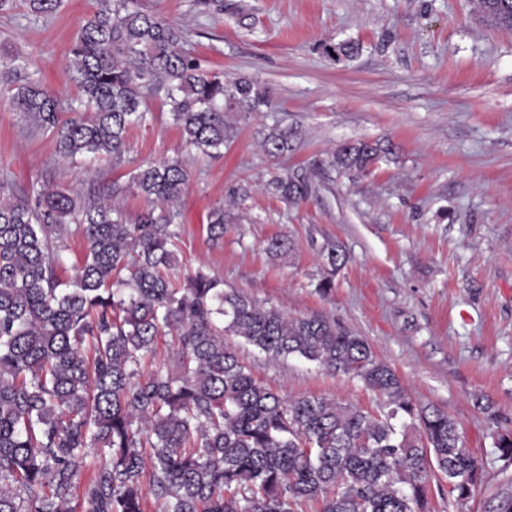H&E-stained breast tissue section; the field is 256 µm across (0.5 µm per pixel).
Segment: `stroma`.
I'll use <instances>...</instances> for the list:
<instances>
[{
    "label": "stroma",
    "instance_id": "obj_1",
    "mask_svg": "<svg viewBox=\"0 0 512 512\" xmlns=\"http://www.w3.org/2000/svg\"><path fill=\"white\" fill-rule=\"evenodd\" d=\"M184 32L202 66L269 88L270 110L233 115L223 155L185 147L162 100L153 121L128 132V161L99 164L98 178L125 182L132 163L180 156L190 182L180 206L179 275L204 270L225 286L291 315L315 312L364 336L409 395L444 410L483 465L463 512H494L512 481L494 437L512 431V30L487 25L471 0H136ZM92 0H65L57 14L25 0L0 12V52H21L26 73L63 95L69 51ZM351 42L353 57L326 44ZM291 148L267 156L271 127ZM366 139L383 154L368 172L332 167L343 143ZM309 178L313 191L289 206L266 188L275 175ZM50 178L81 189L48 132L21 120L0 88V178ZM245 186V199L234 198ZM223 202L221 245L207 238L210 207ZM289 253H266L268 239ZM347 260L329 273L322 248ZM335 286L315 290L323 275ZM240 360L271 390L335 399L372 414L381 397L360 380L298 358L271 364L231 337Z\"/></svg>",
    "mask_w": 512,
    "mask_h": 512
}]
</instances>
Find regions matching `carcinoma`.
<instances>
[{
    "label": "carcinoma",
    "instance_id": "cac0c4a2",
    "mask_svg": "<svg viewBox=\"0 0 512 512\" xmlns=\"http://www.w3.org/2000/svg\"><path fill=\"white\" fill-rule=\"evenodd\" d=\"M63 0H28L53 15ZM487 23L512 29V0H473ZM172 21L135 0H95L70 49L74 98L25 77L26 58L0 55V84L20 118L52 135L55 153L78 165L89 187L51 180L0 181V512H431V478L448 477V512L481 482L482 465L448 413L415 402L365 337L323 313L292 316L199 269L174 273L183 225L176 222L189 172L179 158L135 166L125 185L93 179L96 166L125 162L127 135L153 119L162 98L183 142L219 154L234 138L229 112L272 107L246 77L202 69ZM265 153L290 148L270 128ZM383 149L341 145L331 165L364 172ZM286 204L311 194L302 176L273 178ZM143 200L134 217L121 198ZM85 253L73 281L56 267L69 231ZM224 203L207 237L224 240ZM325 295L345 264L326 248ZM174 337L176 370L144 366L160 338ZM240 337L276 364L290 357L359 379L385 411L314 396L288 397L259 383L226 340ZM512 462V432L495 436ZM90 472L79 483L80 475Z\"/></svg>",
    "mask_w": 512,
    "mask_h": 512
}]
</instances>
